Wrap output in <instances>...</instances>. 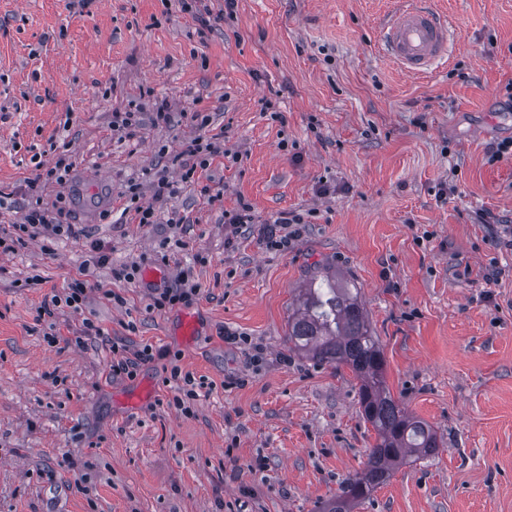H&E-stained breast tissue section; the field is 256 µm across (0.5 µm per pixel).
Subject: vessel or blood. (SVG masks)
Listing matches in <instances>:
<instances>
[{
  "label": "vessel or blood",
  "mask_w": 512,
  "mask_h": 512,
  "mask_svg": "<svg viewBox=\"0 0 512 512\" xmlns=\"http://www.w3.org/2000/svg\"><path fill=\"white\" fill-rule=\"evenodd\" d=\"M450 36L446 17L422 5L420 0H410L382 23L384 53L414 75L447 62Z\"/></svg>",
  "instance_id": "obj_1"
}]
</instances>
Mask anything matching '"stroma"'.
<instances>
[{
	"label": "stroma",
	"instance_id": "stroma-1",
	"mask_svg": "<svg viewBox=\"0 0 512 512\" xmlns=\"http://www.w3.org/2000/svg\"><path fill=\"white\" fill-rule=\"evenodd\" d=\"M428 2L454 40L412 75L378 39L401 0H206L207 29L176 0H0V229L32 197L64 200L72 226L0 248V512H319L376 439L350 368L288 349L300 289L328 273L359 288L391 394L441 439L354 512H512V247L476 220L512 218V158L487 162L512 137V0ZM217 134L225 155L154 199L156 174L181 175L160 151ZM61 156L69 182L41 179ZM132 180L157 223L128 209ZM244 202L256 222L237 231L224 215ZM284 212L302 232L268 250L259 225ZM168 237L184 245L164 261ZM95 241L107 264L87 265ZM132 263L169 283L191 268L200 294L157 311L149 283L113 278ZM79 277L81 312L41 316ZM85 318L154 360L113 377L108 345L72 342ZM175 364L202 384L190 416Z\"/></svg>",
	"mask_w": 512,
	"mask_h": 512
}]
</instances>
